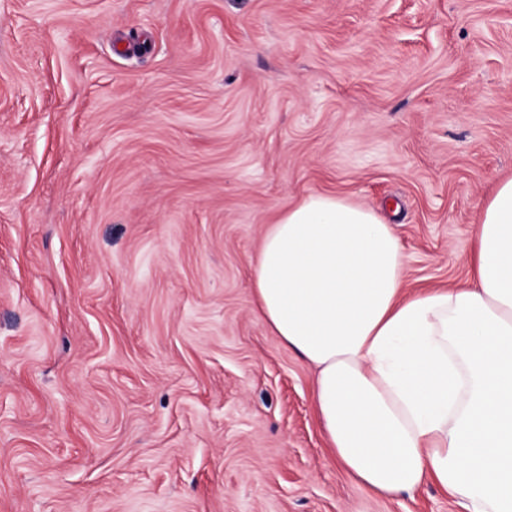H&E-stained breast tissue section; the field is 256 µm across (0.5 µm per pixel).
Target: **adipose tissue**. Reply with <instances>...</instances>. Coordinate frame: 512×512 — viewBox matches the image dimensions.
I'll return each instance as SVG.
<instances>
[{"label": "adipose tissue", "instance_id": "1", "mask_svg": "<svg viewBox=\"0 0 512 512\" xmlns=\"http://www.w3.org/2000/svg\"><path fill=\"white\" fill-rule=\"evenodd\" d=\"M466 286L405 291L370 207L311 194L269 224L256 307L316 370L334 459L382 497L435 482L462 512H512V178L485 201Z\"/></svg>", "mask_w": 512, "mask_h": 512}]
</instances>
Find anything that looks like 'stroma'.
<instances>
[{
    "label": "stroma",
    "instance_id": "1",
    "mask_svg": "<svg viewBox=\"0 0 512 512\" xmlns=\"http://www.w3.org/2000/svg\"><path fill=\"white\" fill-rule=\"evenodd\" d=\"M512 178V0H0V512H460L332 459L252 262L309 194L410 292Z\"/></svg>",
    "mask_w": 512,
    "mask_h": 512
}]
</instances>
